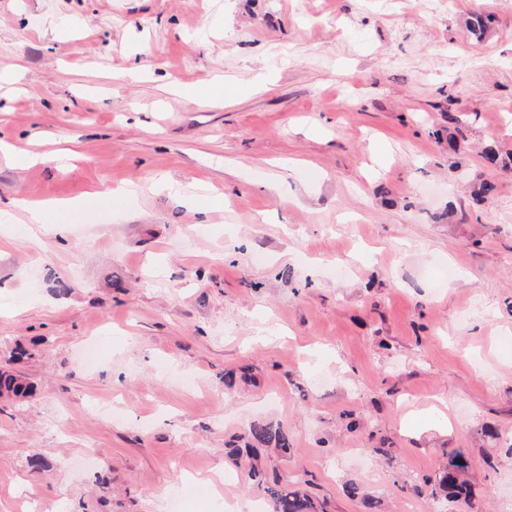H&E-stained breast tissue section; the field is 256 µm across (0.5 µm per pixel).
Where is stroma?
<instances>
[{
	"instance_id": "1",
	"label": "stroma",
	"mask_w": 512,
	"mask_h": 512,
	"mask_svg": "<svg viewBox=\"0 0 512 512\" xmlns=\"http://www.w3.org/2000/svg\"><path fill=\"white\" fill-rule=\"evenodd\" d=\"M0 141V512H512V0H0ZM28 355L27 350L18 345L10 351L5 365H0V397L5 400L20 402L33 394L34 385L19 372L8 367L20 362ZM248 442L245 446L246 451H251L252 443L258 444H274L275 448L280 449L284 453H288L291 448V440L288 433L282 428L274 427L271 424H254L249 429ZM468 467V461L460 449H455L448 453V461L443 469V475L440 478L438 485L434 486L432 492L446 491L448 498L459 500L462 497L466 499L469 497L470 490L467 483L460 480V476ZM251 477L258 484H265L264 491L272 503L273 512H319L313 500L293 486L282 484L279 479L272 482L262 480L261 473L253 470Z\"/></svg>"
}]
</instances>
